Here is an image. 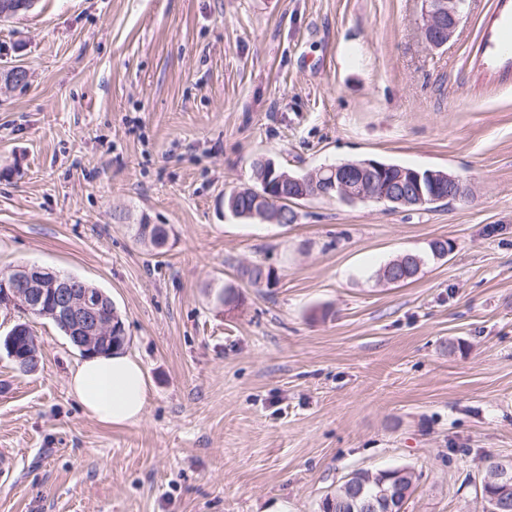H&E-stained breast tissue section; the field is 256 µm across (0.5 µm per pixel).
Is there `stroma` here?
Listing matches in <instances>:
<instances>
[{"mask_svg":"<svg viewBox=\"0 0 512 512\" xmlns=\"http://www.w3.org/2000/svg\"><path fill=\"white\" fill-rule=\"evenodd\" d=\"M495 6L466 0L440 49L424 0H38L0 21V273L106 291L151 390L140 422H97L69 393L79 351L31 319L37 369L0 351V512H318L388 467L418 477L405 512H483L488 459H512V65L486 40L512 10ZM261 158L443 169L468 192L235 217L224 196ZM406 253L419 273L379 281ZM252 263L270 284L238 283Z\"/></svg>","mask_w":512,"mask_h":512,"instance_id":"1","label":"stroma"}]
</instances>
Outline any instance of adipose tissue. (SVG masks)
Segmentation results:
<instances>
[{
  "label": "adipose tissue",
  "instance_id": "ef3b65f1",
  "mask_svg": "<svg viewBox=\"0 0 512 512\" xmlns=\"http://www.w3.org/2000/svg\"><path fill=\"white\" fill-rule=\"evenodd\" d=\"M68 385L83 411L103 424H135L147 408L146 374L134 357L119 349L85 358Z\"/></svg>",
  "mask_w": 512,
  "mask_h": 512
}]
</instances>
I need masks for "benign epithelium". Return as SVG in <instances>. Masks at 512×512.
<instances>
[{"instance_id":"benign-epithelium-1","label":"benign epithelium","mask_w":512,"mask_h":512,"mask_svg":"<svg viewBox=\"0 0 512 512\" xmlns=\"http://www.w3.org/2000/svg\"><path fill=\"white\" fill-rule=\"evenodd\" d=\"M464 0H426L423 35L433 48L445 46L454 35L461 19ZM266 176L259 191L267 208L275 210L270 221L281 220L279 204L283 181L292 187L293 197L304 200L313 196L336 197L344 203L382 201L394 207L423 205L433 202L458 200L467 192L463 181L456 175L441 170L398 168L396 175L385 178L387 168L372 160L350 161L338 166H324L314 172L283 178L276 174L275 166L262 163ZM428 179L433 194L426 197L421 182ZM73 278L36 266H20L0 275V311L20 307L28 313L53 318L67 326L73 345L87 354L94 348L112 341L120 328L107 316L112 308L110 298L100 290L79 292L72 286ZM31 325L17 322L6 334L4 349L8 357L19 363L28 359L22 347L24 337L30 335ZM496 490L501 507L512 509V462L506 460L498 468ZM406 499L387 495L381 502L367 500L360 506L362 512H404Z\"/></svg>"}]
</instances>
